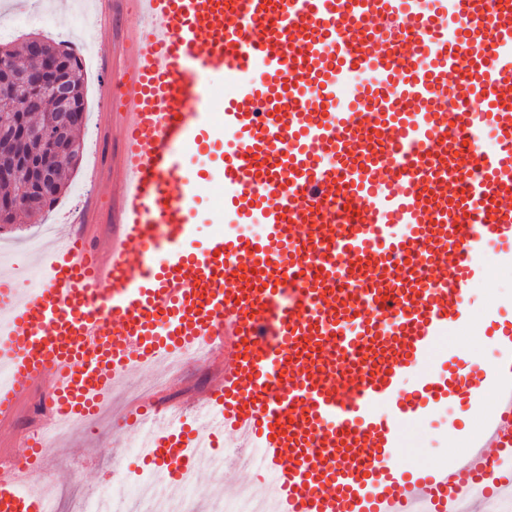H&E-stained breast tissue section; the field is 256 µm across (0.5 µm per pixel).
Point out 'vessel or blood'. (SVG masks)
<instances>
[{
  "label": "vessel or blood",
  "mask_w": 512,
  "mask_h": 512,
  "mask_svg": "<svg viewBox=\"0 0 512 512\" xmlns=\"http://www.w3.org/2000/svg\"><path fill=\"white\" fill-rule=\"evenodd\" d=\"M140 22L103 98L123 142L119 236L0 269V419L50 382L62 422L95 433L129 374L219 341L224 375L191 421L135 412L170 487L219 466L223 436L276 478L284 512H456L512 494V318L469 289L512 262V0H120ZM466 69L479 111H449ZM373 81L347 92L348 76ZM228 82L221 107L213 80ZM489 128L483 148L476 130ZM209 151L224 231L197 240ZM477 179H467L470 166ZM482 328L496 356L459 367ZM447 351L444 367L427 363ZM492 395L454 469H396L424 406ZM0 512L43 503L0 473Z\"/></svg>",
  "instance_id": "vessel-or-blood-1"
}]
</instances>
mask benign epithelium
Returning a JSON list of instances; mask_svg holds the SVG:
<instances>
[{"label": "benign epithelium", "instance_id": "1", "mask_svg": "<svg viewBox=\"0 0 512 512\" xmlns=\"http://www.w3.org/2000/svg\"><path fill=\"white\" fill-rule=\"evenodd\" d=\"M28 50L31 55L43 59L42 66L35 70H16L0 65V103L17 105L24 90L48 86L55 103L52 122L33 131L23 124L15 129L14 136L20 139H26L30 135L38 138L41 145L47 146L52 156L65 158L71 167L76 168L81 161V149L70 136L74 101L69 64L57 53H46V45L38 37L28 40ZM1 178L20 180L22 192L26 194L28 203L35 208L58 193L56 168L42 157V153L34 152L23 156L11 147V143L0 137Z\"/></svg>", "mask_w": 512, "mask_h": 512}]
</instances>
